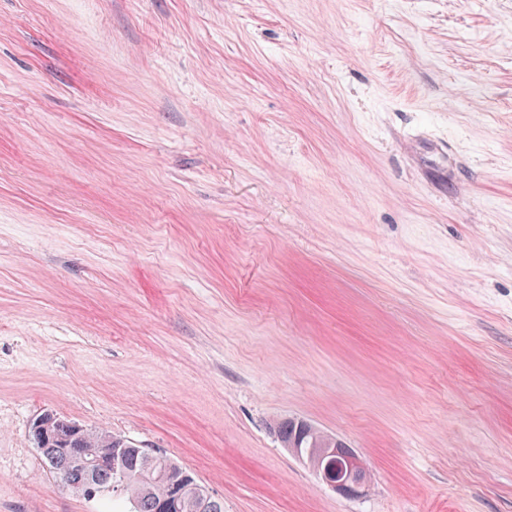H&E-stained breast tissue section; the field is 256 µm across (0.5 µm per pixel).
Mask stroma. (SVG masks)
<instances>
[{
  "instance_id": "1",
  "label": "stroma",
  "mask_w": 512,
  "mask_h": 512,
  "mask_svg": "<svg viewBox=\"0 0 512 512\" xmlns=\"http://www.w3.org/2000/svg\"><path fill=\"white\" fill-rule=\"evenodd\" d=\"M46 411L224 512H512V0H0V512H104ZM314 429L313 432L300 444L299 448L304 456L308 453L311 448H319V454L321 458H324L329 455H334L338 453L339 447H346L340 440H336L335 438L324 434L313 425H311ZM315 440V443H312V440ZM336 440V448H321L326 441ZM335 441H333V444ZM332 442H328L326 447H334ZM340 453L338 454V459H342L343 462L340 465L336 464V468H329L328 463L325 465L323 469L320 467H316L315 472L320 476L322 481L326 483L328 486L332 487L340 494L351 497L360 494V489L365 484V468L358 458V456L350 451L348 455L346 454V448H339Z\"/></svg>"
}]
</instances>
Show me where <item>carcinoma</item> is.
<instances>
[{
  "label": "carcinoma",
  "instance_id": "1",
  "mask_svg": "<svg viewBox=\"0 0 512 512\" xmlns=\"http://www.w3.org/2000/svg\"><path fill=\"white\" fill-rule=\"evenodd\" d=\"M278 432L284 446L294 445L298 436V424L288 420L278 425ZM112 445L126 449V454L117 467H102L95 474H89L74 461V452L62 450V445L55 438H48L36 443L43 454L50 470L67 485V487L86 498L92 496L91 489L102 488L118 490L128 494L133 505L132 512H163V507L172 492V482L168 471L171 468L182 475L189 476L190 482L181 494L180 512H224V501L212 494L198 490L200 484L194 476L180 466L169 454L164 453L148 457L144 449L118 436H111L103 431L83 429L74 448H97L102 453L108 452L107 440ZM333 437L316 429L300 444L302 454L312 448H319Z\"/></svg>",
  "mask_w": 512,
  "mask_h": 512
}]
</instances>
